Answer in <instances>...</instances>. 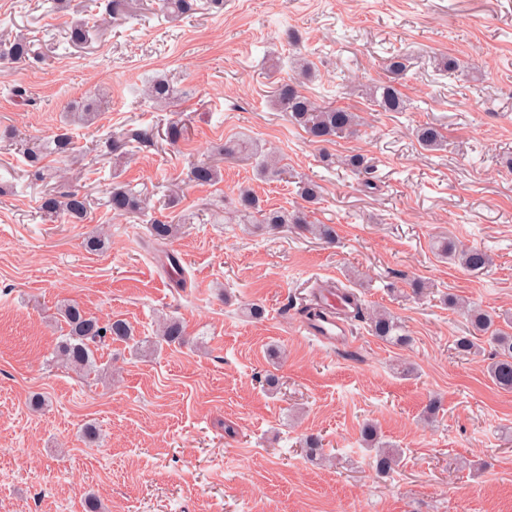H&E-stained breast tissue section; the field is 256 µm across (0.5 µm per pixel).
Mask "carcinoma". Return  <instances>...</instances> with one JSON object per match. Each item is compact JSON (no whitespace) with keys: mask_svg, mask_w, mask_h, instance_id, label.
<instances>
[{"mask_svg":"<svg viewBox=\"0 0 512 512\" xmlns=\"http://www.w3.org/2000/svg\"><path fill=\"white\" fill-rule=\"evenodd\" d=\"M197 0H161V9L168 17H182L196 10ZM93 34L89 21L81 20L72 25L70 41L74 44L85 43ZM5 48L0 50V59L14 63L27 62L34 57L31 45L26 39L15 37L3 39ZM146 96L161 105L171 103L177 91L165 79L150 81L145 89ZM370 98L375 106L385 112L405 111V101L392 82H383L374 87ZM275 105L286 113L288 120L303 128L310 142L330 143L355 131L360 122L357 114L339 107H323L304 93L298 79L282 82L275 91ZM416 138L425 150H434L440 146L441 134L432 125L424 124L417 128ZM188 179L199 185H213L219 181V170L209 161L194 164L188 172ZM143 200L140 191L130 184H117L109 192L108 206L115 216H129L142 210ZM45 212L52 216H64L71 221L82 220L88 212V197L80 189L63 182L58 190L45 198L42 203ZM238 212L242 216H259V223L281 227L294 224L326 243L336 240V229L331 224H312L301 212L290 213L286 209H263L259 199L248 189H242L238 195ZM178 225L169 220L155 219L149 224L151 239L166 244L176 237ZM437 249L448 256L466 272H480L489 269L492 256L477 246L458 243L453 238L438 243ZM61 315L68 326L64 336L56 347L57 357L70 369L89 372L96 367V353L104 345L115 341L127 343L133 339L130 324L124 320L102 321L87 314L74 301H67L60 307ZM472 331L468 336H460L455 342L456 350L469 353L477 347L478 337L486 338L494 348L493 361L488 373L493 383L501 390L512 392V333L500 328L494 317L480 309L466 310ZM374 335L397 344L408 342V336L402 334L400 324L388 313L378 311L370 318ZM160 340L168 344L183 345L186 342L185 329L177 319L164 320L159 328ZM398 462V452L394 448H379L375 455V469L379 474H388Z\"/></svg>","mask_w":512,"mask_h":512,"instance_id":"obj_1","label":"carcinoma"}]
</instances>
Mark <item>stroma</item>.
I'll use <instances>...</instances> for the list:
<instances>
[{
    "mask_svg": "<svg viewBox=\"0 0 512 512\" xmlns=\"http://www.w3.org/2000/svg\"><path fill=\"white\" fill-rule=\"evenodd\" d=\"M85 8L0 0V31L27 37L38 56L0 61V512H86L91 496L106 512H512V392L488 375L489 343L456 352L469 324L446 302L512 317V0H224L223 11L175 20L158 0H137L75 45L70 26ZM397 53L408 108L379 112L368 91ZM448 55L452 75L438 65ZM301 59L307 95L364 117L356 135L314 144L275 110ZM156 77L178 90L169 110L143 95ZM86 104L96 119L69 123L68 107ZM174 120L185 128L175 146ZM424 123L441 132L440 150L417 142ZM65 126L72 150L47 155L33 179L28 149ZM141 129L151 140L118 158L113 143ZM229 140L253 156L219 159ZM266 153L285 176H257ZM353 154L372 181L343 166ZM203 160L219 161V183L188 181ZM61 175L88 195L83 221L41 209ZM309 178L320 186L311 202L297 193ZM118 182L149 197L142 215H112ZM244 186L262 207L334 225L336 244L235 215ZM155 218L180 224L178 238L154 243ZM102 229L105 247L88 250ZM448 236L487 250L493 266L462 270L436 249ZM318 279L363 308L333 348L303 329ZM63 299L128 321L148 351L103 347V378L66 368L54 358ZM254 304L262 318L248 317ZM376 309L408 344L372 334ZM163 318L184 322V345L156 341ZM368 423L402 451L390 474L373 467ZM311 434L326 461L304 451Z\"/></svg>",
    "mask_w": 512,
    "mask_h": 512,
    "instance_id": "1",
    "label": "stroma"
}]
</instances>
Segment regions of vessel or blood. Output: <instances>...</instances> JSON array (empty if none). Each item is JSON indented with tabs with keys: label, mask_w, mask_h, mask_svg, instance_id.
I'll return each mask as SVG.
<instances>
[{
	"label": "vessel or blood",
	"mask_w": 512,
	"mask_h": 512,
	"mask_svg": "<svg viewBox=\"0 0 512 512\" xmlns=\"http://www.w3.org/2000/svg\"><path fill=\"white\" fill-rule=\"evenodd\" d=\"M313 297L316 309L304 329L322 343H335L337 337L346 334L349 319L360 312L361 306L355 297L338 290L332 281H316Z\"/></svg>",
	"instance_id": "obj_1"
}]
</instances>
